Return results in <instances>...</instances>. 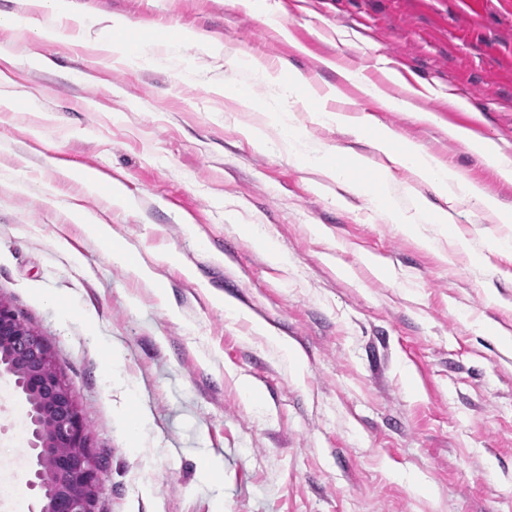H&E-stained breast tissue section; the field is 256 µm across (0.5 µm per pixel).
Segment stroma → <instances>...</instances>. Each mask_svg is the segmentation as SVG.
Returning <instances> with one entry per match:
<instances>
[{"label":"stroma","instance_id":"35a3bbf8","mask_svg":"<svg viewBox=\"0 0 512 512\" xmlns=\"http://www.w3.org/2000/svg\"><path fill=\"white\" fill-rule=\"evenodd\" d=\"M252 2L70 0L82 15L224 45L218 63L186 44L166 63L130 68L67 29L37 41L43 16L0 0V16L16 19L0 29L11 52L0 97L28 102L0 111V298L45 339L75 392L100 467L93 512H213L219 500L224 512H512V348L497 342L512 334V224L463 201L453 236L422 225L437 241L427 250L372 195L331 181L314 189L317 173L280 144L281 111L310 144L389 166L397 202L409 174L368 139L313 121L307 98L281 104L277 87L251 84L239 66L254 55L303 72L318 92L338 87L512 207V182L446 134L464 128L512 159V0H265L270 25ZM34 52L53 70L30 68ZM329 60L433 122L382 108ZM222 82L250 84L249 103L217 94ZM452 95L466 108L449 107ZM249 128L274 150L255 151ZM64 167L122 181L134 207L84 194ZM76 206L110 224L111 241L89 237ZM116 246L151 277L114 264ZM171 252L179 263L165 262ZM370 256L389 276L369 270ZM214 292L288 336L304 370L215 306ZM27 427L22 397L0 377V512L32 498ZM206 463L214 476L202 475Z\"/></svg>","mask_w":512,"mask_h":512}]
</instances>
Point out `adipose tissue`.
<instances>
[{"mask_svg": "<svg viewBox=\"0 0 512 512\" xmlns=\"http://www.w3.org/2000/svg\"><path fill=\"white\" fill-rule=\"evenodd\" d=\"M26 4L33 12L47 11L58 16L73 17L79 30L94 33V47L99 54L130 66L137 65L148 53L152 54L154 63H162L168 54L187 43L196 45L214 59L219 60L224 56L222 44L206 40L192 30H180L174 37L161 35L153 30L149 35L138 38L130 36V25L125 19L72 16L68 0H26ZM316 117L326 126L357 128L359 133L367 134L377 152L408 170L415 180L432 183L439 189L446 202L445 207L428 208L416 199L412 202V212L408 213L396 204L391 193L385 188V176L377 177V203L386 211L392 223L402 225L408 233H416L418 226L422 224H439L446 228L454 226L457 222V213L451 209L450 204L458 199L471 201L477 208L486 211L497 223L512 224L511 207L502 206L479 183L442 163L438 157L425 152L393 128L385 125L366 127L363 116L349 108L336 111L322 109L317 112ZM282 133L283 141L289 150L302 154L308 167L319 170L336 181L349 180L348 172L335 155L323 154L309 148L291 125H283Z\"/></svg>", "mask_w": 512, "mask_h": 512, "instance_id": "1", "label": "adipose tissue"}]
</instances>
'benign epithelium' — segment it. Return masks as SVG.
Returning a JSON list of instances; mask_svg holds the SVG:
<instances>
[{
  "label": "benign epithelium",
  "mask_w": 512,
  "mask_h": 512,
  "mask_svg": "<svg viewBox=\"0 0 512 512\" xmlns=\"http://www.w3.org/2000/svg\"><path fill=\"white\" fill-rule=\"evenodd\" d=\"M13 379L30 419L34 464L26 480L29 512H93L97 462L84 449L86 424L40 334L0 299V376ZM79 448L76 456L60 452Z\"/></svg>",
  "instance_id": "obj_1"
}]
</instances>
